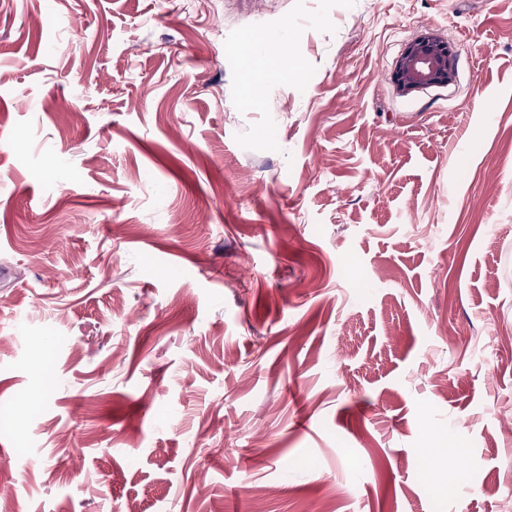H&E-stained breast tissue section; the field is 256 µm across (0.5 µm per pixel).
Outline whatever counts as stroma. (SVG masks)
<instances>
[{
	"instance_id": "35a3bbf8",
	"label": "stroma",
	"mask_w": 512,
	"mask_h": 512,
	"mask_svg": "<svg viewBox=\"0 0 512 512\" xmlns=\"http://www.w3.org/2000/svg\"><path fill=\"white\" fill-rule=\"evenodd\" d=\"M0 410L18 512H507L512 0H0ZM456 74L454 50L428 28L405 46L394 63L392 80L399 95L410 96L431 87H447Z\"/></svg>"
}]
</instances>
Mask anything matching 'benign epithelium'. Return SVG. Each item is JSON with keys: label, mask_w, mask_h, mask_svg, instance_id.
Wrapping results in <instances>:
<instances>
[{"label": "benign epithelium", "mask_w": 512, "mask_h": 512, "mask_svg": "<svg viewBox=\"0 0 512 512\" xmlns=\"http://www.w3.org/2000/svg\"><path fill=\"white\" fill-rule=\"evenodd\" d=\"M456 74L454 50L428 28L405 46L394 63L392 80L399 95L410 96L431 87H446L455 81Z\"/></svg>", "instance_id": "7a95c632"}]
</instances>
